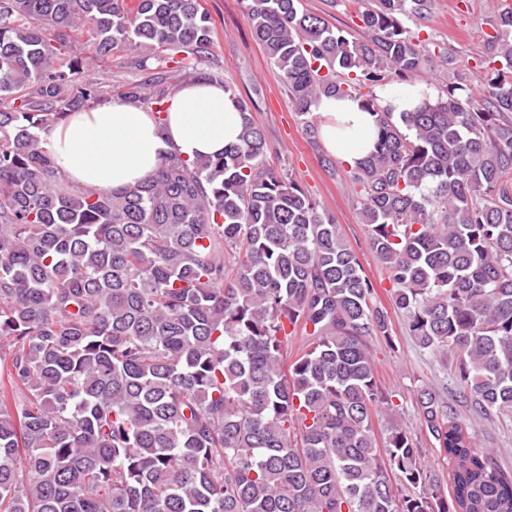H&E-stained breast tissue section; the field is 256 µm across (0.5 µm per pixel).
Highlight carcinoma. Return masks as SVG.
I'll return each instance as SVG.
<instances>
[{"instance_id":"carcinoma-1","label":"carcinoma","mask_w":512,"mask_h":512,"mask_svg":"<svg viewBox=\"0 0 512 512\" xmlns=\"http://www.w3.org/2000/svg\"><path fill=\"white\" fill-rule=\"evenodd\" d=\"M243 2L311 141L323 95L376 116L345 174L393 308L476 415L512 416V4L479 99L456 72L395 114L373 89L431 62L405 25L430 0H377L360 39L301 0ZM214 47L201 0H0V512H512V476L422 388L421 426L453 461L442 493L375 376L388 311L333 217L268 166L246 100L220 156H171L120 193L59 175L42 133L112 100L86 67L139 50L150 76L118 98L159 113L153 62L212 82Z\"/></svg>"}]
</instances>
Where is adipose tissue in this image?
<instances>
[{
    "label": "adipose tissue",
    "instance_id": "ef3b65f1",
    "mask_svg": "<svg viewBox=\"0 0 512 512\" xmlns=\"http://www.w3.org/2000/svg\"><path fill=\"white\" fill-rule=\"evenodd\" d=\"M320 138L348 168L373 148L374 117L350 98L322 97ZM241 115L223 84L191 80L166 101L163 114L112 100L70 113L46 135L62 178L88 191H118L153 178L169 156L192 163L237 142Z\"/></svg>",
    "mask_w": 512,
    "mask_h": 512
}]
</instances>
